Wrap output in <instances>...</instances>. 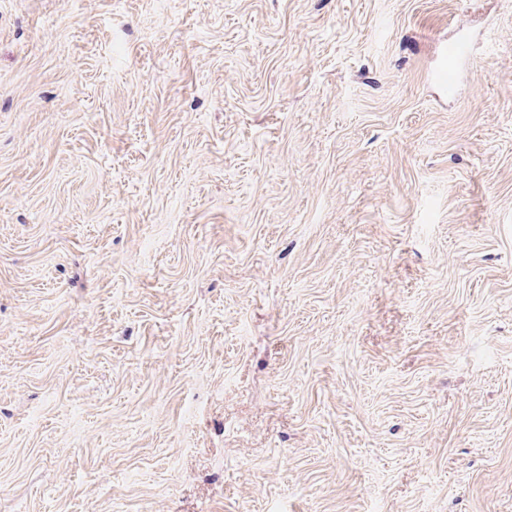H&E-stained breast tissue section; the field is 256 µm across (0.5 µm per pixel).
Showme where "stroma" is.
I'll use <instances>...</instances> for the list:
<instances>
[{"label": "stroma", "mask_w": 512, "mask_h": 512, "mask_svg": "<svg viewBox=\"0 0 512 512\" xmlns=\"http://www.w3.org/2000/svg\"><path fill=\"white\" fill-rule=\"evenodd\" d=\"M0 512H512V0H0Z\"/></svg>", "instance_id": "obj_1"}]
</instances>
